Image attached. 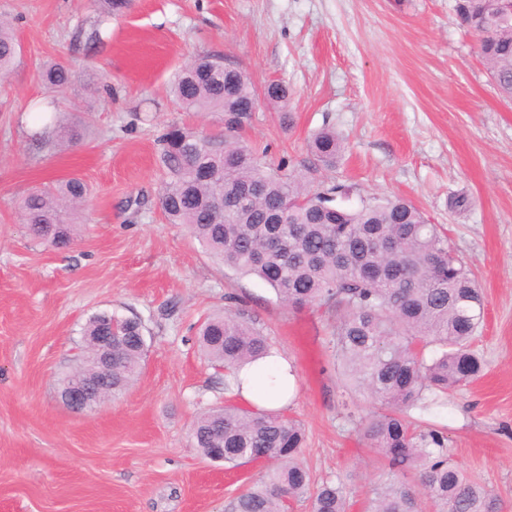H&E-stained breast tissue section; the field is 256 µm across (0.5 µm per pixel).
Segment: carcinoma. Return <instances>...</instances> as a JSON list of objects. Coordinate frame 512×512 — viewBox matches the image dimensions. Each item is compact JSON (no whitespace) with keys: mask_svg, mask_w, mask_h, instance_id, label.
<instances>
[{"mask_svg":"<svg viewBox=\"0 0 512 512\" xmlns=\"http://www.w3.org/2000/svg\"><path fill=\"white\" fill-rule=\"evenodd\" d=\"M106 17L121 15L129 0H97ZM455 11L478 40L479 52L499 93L512 99V0H456ZM20 46L0 22V78L15 66ZM41 82L61 91L76 81L60 60L40 69ZM180 112H220L224 132L207 135L173 123L159 139L163 182L160 207L172 224H184L199 243L242 275L268 284L288 306L317 305L331 319L328 349L343 386L368 393L377 409L361 417L364 437L385 460L387 479L368 492L366 512H422L403 481L413 471L432 512H497L488 490L448 461L445 437L417 431L411 411L426 410L477 378L483 362L472 349L482 326L484 302L475 276L448 248L447 235L420 209L401 198L362 197L344 204L350 187H313L307 175L334 168L344 142L332 127L315 133L302 173H284L255 155L240 139L250 119L243 108L257 93L250 76L224 73V61L198 55L171 82ZM288 85L265 86L269 102L287 107ZM60 141L82 138L78 126L53 118ZM89 190L77 177L35 187L21 200L20 220L29 235L57 248L80 234ZM82 328L84 362L66 378L101 377L94 341L104 317ZM112 391L124 393L140 374L147 353L141 319L112 315ZM199 347L224 368V389H233L241 367L268 356L269 337L244 310L208 318ZM196 448L207 459L240 467L272 461L256 482L225 502L224 512H288L306 502L310 512H347L345 479L316 482L301 460L302 424L279 410H245L228 401L193 423Z\"/></svg>","mask_w":512,"mask_h":512,"instance_id":"carcinoma-1","label":"carcinoma"}]
</instances>
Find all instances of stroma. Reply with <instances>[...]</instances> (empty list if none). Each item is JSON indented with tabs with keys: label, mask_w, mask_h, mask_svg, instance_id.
<instances>
[{
	"label": "stroma",
	"mask_w": 512,
	"mask_h": 512,
	"mask_svg": "<svg viewBox=\"0 0 512 512\" xmlns=\"http://www.w3.org/2000/svg\"><path fill=\"white\" fill-rule=\"evenodd\" d=\"M455 0H131L103 29L93 0H0L21 47L0 81V512H224L267 464L236 469L204 458L191 425L229 399L224 371L198 350L206 315L257 317L297 377L285 409L301 421L314 475L351 476L350 512L384 473L356 422L369 398L348 396L326 339L323 309H294L254 277L224 269L159 206L157 139L173 123L224 130L222 115L179 112L168 84L200 54L246 71L256 87L285 81L287 108L260 101L241 136L267 162L301 171L310 136L344 140L318 181L363 196L411 200L444 227L485 298L474 342L483 376L418 412L447 438L448 456L512 512V100L500 95ZM74 67L49 92L50 59ZM55 102L82 141L39 140ZM293 122L283 125L282 112ZM78 177L91 190L77 241L34 242L16 207L32 187ZM455 195L469 206L450 209ZM139 317L148 352L135 385L81 413L59 381L80 359L95 313ZM40 79L49 89L61 91L75 83L76 75L68 63L54 60L41 66Z\"/></svg>",
	"instance_id": "35a3bbf8"
}]
</instances>
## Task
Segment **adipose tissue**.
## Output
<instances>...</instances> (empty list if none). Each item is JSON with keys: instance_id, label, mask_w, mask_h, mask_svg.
Listing matches in <instances>:
<instances>
[{"instance_id": "adipose-tissue-1", "label": "adipose tissue", "mask_w": 512, "mask_h": 512, "mask_svg": "<svg viewBox=\"0 0 512 512\" xmlns=\"http://www.w3.org/2000/svg\"><path fill=\"white\" fill-rule=\"evenodd\" d=\"M295 389L292 367L288 359L276 351L239 372L236 392L256 407L277 410L288 405Z\"/></svg>"}]
</instances>
